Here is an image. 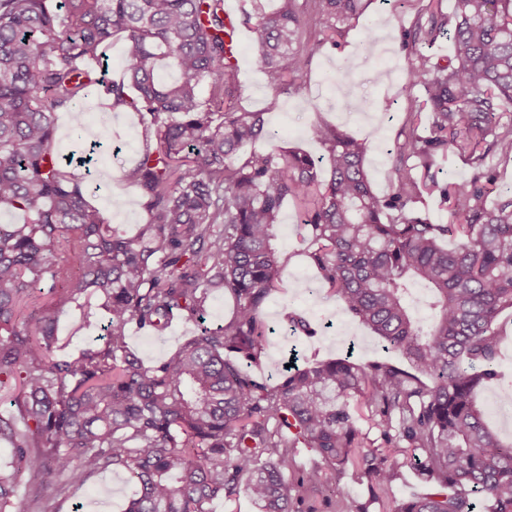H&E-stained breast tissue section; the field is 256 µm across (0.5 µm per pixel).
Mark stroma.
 I'll return each instance as SVG.
<instances>
[{"mask_svg":"<svg viewBox=\"0 0 512 512\" xmlns=\"http://www.w3.org/2000/svg\"><path fill=\"white\" fill-rule=\"evenodd\" d=\"M428 0H372L363 17L345 26L338 45L315 47L308 73L302 80L279 94H272L257 64L256 35L245 29L237 49L241 82L240 108L266 112L271 139L243 146L238 158L264 152L270 146L297 148L318 156L322 147L309 135L312 125L325 122L362 140L367 148V172L374 191L381 196L393 190L392 158L399 131L410 110L412 98L420 89H406L410 57L401 48V36L415 14ZM373 28L380 44L373 55L362 51L366 28ZM276 108H269L270 98ZM362 99L369 103L365 112H346L344 102ZM83 110L99 117V125H86L76 133V122L67 112L57 116V150L81 152L96 136L99 128L112 133L111 145L102 150L104 161L98 172L108 175L109 183L94 188L89 200L113 228L135 235L149 216L136 187L121 182L122 167L132 166L143 148L140 119L132 112L104 109L96 97L83 102ZM302 216L292 204H284L281 222L276 227L275 245L280 253L282 286L273 292L261 309V317L270 328L269 346L263 364L254 368L257 380L273 384L278 367L290 348H297L308 362L342 356L353 351L358 362L381 358L377 338L358 320L348 315L338 298L320 288L316 271L307 257L309 242L299 234ZM305 317L317 334L313 337L287 336L286 311ZM101 314L92 306H68L60 313L58 335L66 353L75 354L100 335ZM501 343L500 378L478 392V404L488 411L487 423L504 441H512V317L505 318ZM191 322L173 324L157 336L130 327L126 341L145 364L151 365L170 356L187 339L195 336ZM136 487L123 473L107 470L90 477L85 484L68 488L57 499L59 512H124Z\"/></svg>","mask_w":512,"mask_h":512,"instance_id":"obj_1","label":"stroma"}]
</instances>
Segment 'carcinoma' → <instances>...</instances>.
Listing matches in <instances>:
<instances>
[{
	"instance_id": "obj_1",
	"label": "carcinoma",
	"mask_w": 512,
	"mask_h": 512,
	"mask_svg": "<svg viewBox=\"0 0 512 512\" xmlns=\"http://www.w3.org/2000/svg\"><path fill=\"white\" fill-rule=\"evenodd\" d=\"M370 0L254 4L257 56L276 94L303 78V39L336 45ZM452 51L424 53L441 35ZM125 40L123 78L100 74L112 38ZM406 85L423 90L400 131L395 190L372 189L365 144L328 124L310 128L316 160L272 149L236 158L268 131L263 112L237 108L239 74L224 0H0V512L16 480L26 512H58L55 497L110 469L138 487L125 512H208L246 489L259 512H297L329 480L384 493L402 455L428 490L392 512H512V442L483 421L477 389L498 376L501 315L512 310V187L487 158L512 163V0H429L403 32ZM175 69L167 81L162 66ZM95 88L112 110L146 120L145 148L120 180L136 187L150 222L134 236L106 223L85 178L58 159L56 117H79ZM471 164L464 183L437 177L448 153ZM439 194L448 223L421 208ZM304 216L321 287L389 354L345 356L256 380L268 345L260 309L280 288L272 241L281 206ZM59 251L66 261L56 260ZM232 317L203 326L147 366L126 342L131 324L164 332L199 321L213 289ZM94 299L106 340L60 356L56 310ZM431 318L416 316L418 307ZM295 334L315 330L288 316ZM379 433L370 438L359 423ZM313 454L297 466L298 449Z\"/></svg>"
}]
</instances>
